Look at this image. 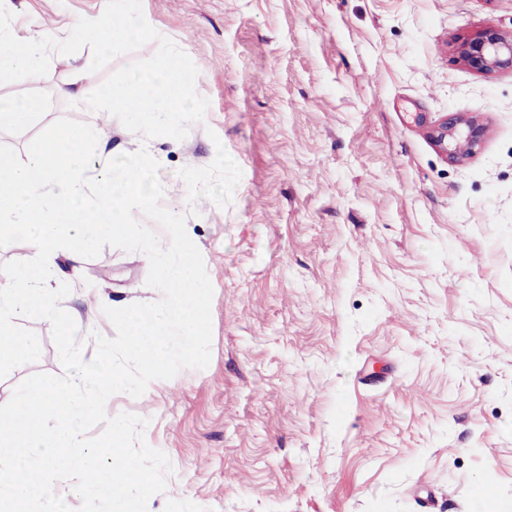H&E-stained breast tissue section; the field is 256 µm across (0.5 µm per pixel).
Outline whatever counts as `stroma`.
<instances>
[{"instance_id": "1", "label": "stroma", "mask_w": 512, "mask_h": 512, "mask_svg": "<svg viewBox=\"0 0 512 512\" xmlns=\"http://www.w3.org/2000/svg\"><path fill=\"white\" fill-rule=\"evenodd\" d=\"M112 0H0L19 34L100 16ZM155 41L106 53L74 39L86 83L121 85L177 51L201 113L176 139L113 122L108 150L147 147L161 204L186 215L213 288L211 360L110 397L147 418L168 457L154 512H473L491 479L512 512V73L459 56L487 26L512 36V0H136ZM70 68L0 72V98L47 108L0 144L26 155L60 117ZM487 126L459 162L417 125ZM206 176L185 201L189 168ZM143 253L82 260L62 305L84 359L114 337L104 301L155 302ZM105 287L107 300L85 284ZM36 362L0 378V405L35 373L62 375L49 321L20 318Z\"/></svg>"}]
</instances>
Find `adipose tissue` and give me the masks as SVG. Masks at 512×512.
Returning <instances> with one entry per match:
<instances>
[{
	"mask_svg": "<svg viewBox=\"0 0 512 512\" xmlns=\"http://www.w3.org/2000/svg\"><path fill=\"white\" fill-rule=\"evenodd\" d=\"M76 32L94 47L109 49L149 36L140 27L136 15L120 5L110 15L78 26ZM54 56L69 61L67 40L45 30L31 31L21 37L12 26L0 21V70H19L36 81ZM83 71V66L72 64L66 95L87 110L108 117L121 115L126 126L168 138L173 137L179 121L190 116L186 101L197 74L184 69L176 52L156 56L148 69H130L121 85L106 89L85 84Z\"/></svg>",
	"mask_w": 512,
	"mask_h": 512,
	"instance_id": "adipose-tissue-1",
	"label": "adipose tissue"
}]
</instances>
